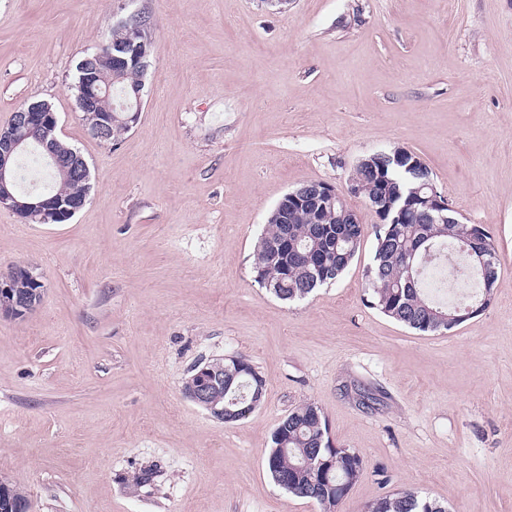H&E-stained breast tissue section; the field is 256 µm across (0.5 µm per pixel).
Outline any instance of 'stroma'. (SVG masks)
Segmentation results:
<instances>
[{"mask_svg": "<svg viewBox=\"0 0 512 512\" xmlns=\"http://www.w3.org/2000/svg\"><path fill=\"white\" fill-rule=\"evenodd\" d=\"M132 13L152 54L140 119L112 145L80 117L75 68ZM38 100L92 190L61 224L0 209V274L43 284L32 313L0 317V479L29 512H321L264 464L304 403L367 463L337 512L407 487L512 512V0H0V127ZM392 147L491 230V305L436 333L366 305L370 233L305 300L261 288L254 249L280 199ZM238 353L266 390L227 424L182 382ZM149 466L153 485L133 486Z\"/></svg>", "mask_w": 512, "mask_h": 512, "instance_id": "1", "label": "stroma"}]
</instances>
